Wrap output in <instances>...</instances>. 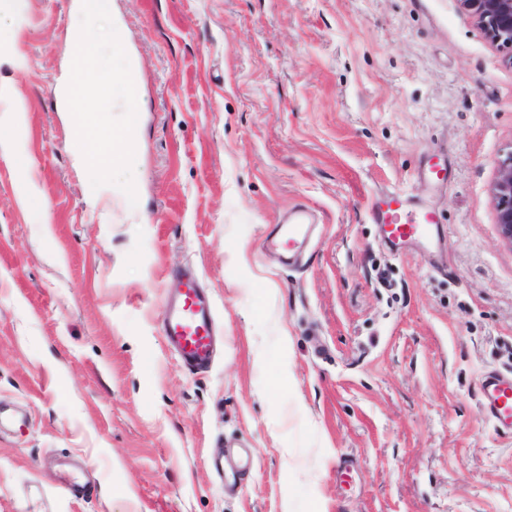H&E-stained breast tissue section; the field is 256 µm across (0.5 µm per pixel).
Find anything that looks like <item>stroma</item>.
<instances>
[{"label": "stroma", "mask_w": 512, "mask_h": 512, "mask_svg": "<svg viewBox=\"0 0 512 512\" xmlns=\"http://www.w3.org/2000/svg\"><path fill=\"white\" fill-rule=\"evenodd\" d=\"M72 0L0 13V512H512V247L491 186L512 63L459 0H108L135 82L137 206L92 205L56 88ZM445 160L447 185L417 177ZM398 189L439 251L370 218ZM301 265L263 248L293 206ZM193 269L223 346L160 329ZM481 411L502 433H512V378L488 373L480 387Z\"/></svg>", "instance_id": "35a3bbf8"}]
</instances>
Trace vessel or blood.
Masks as SVG:
<instances>
[{
	"label": "vessel or blood",
	"mask_w": 512,
	"mask_h": 512,
	"mask_svg": "<svg viewBox=\"0 0 512 512\" xmlns=\"http://www.w3.org/2000/svg\"><path fill=\"white\" fill-rule=\"evenodd\" d=\"M383 241L396 253L432 241L439 233V220L428 209L411 206L407 195L398 190L382 193L371 212ZM311 214L294 210L287 223L276 227L269 239L288 259L302 256L309 238ZM178 287L168 297L161 313L160 326L169 346L189 370L210 368L215 334L212 300L204 292L196 273L186 271L178 278ZM481 411L502 433H512V378L488 373L480 387Z\"/></svg>",
	"instance_id": "obj_1"
}]
</instances>
